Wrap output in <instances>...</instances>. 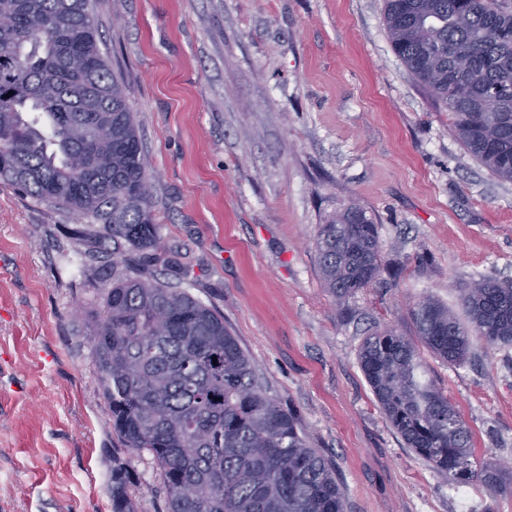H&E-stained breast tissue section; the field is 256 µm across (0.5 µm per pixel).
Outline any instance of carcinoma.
Masks as SVG:
<instances>
[{
	"label": "carcinoma",
	"mask_w": 512,
	"mask_h": 512,
	"mask_svg": "<svg viewBox=\"0 0 512 512\" xmlns=\"http://www.w3.org/2000/svg\"><path fill=\"white\" fill-rule=\"evenodd\" d=\"M0 179L79 223L106 226L125 271L96 289L88 339L112 434L160 469L167 512H345L336 469L311 447L296 417L269 395L224 316L129 250L157 254L151 174L122 82L99 48L92 0H0ZM394 53L448 110L466 151L512 181V13L492 0H385ZM324 286L340 302L380 268L376 226L349 207L320 225ZM469 325L432 297L411 310L417 339L392 330L358 353L373 395L404 445L457 483L506 491L497 470L477 466L466 423L428 376L419 346L450 364L471 336L512 346V283L487 277L462 290ZM133 475L112 465V512H137Z\"/></svg>",
	"instance_id": "1"
}]
</instances>
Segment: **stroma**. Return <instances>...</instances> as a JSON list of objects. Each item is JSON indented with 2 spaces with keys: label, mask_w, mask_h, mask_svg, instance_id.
Instances as JSON below:
<instances>
[{
  "label": "stroma",
  "mask_w": 512,
  "mask_h": 512,
  "mask_svg": "<svg viewBox=\"0 0 512 512\" xmlns=\"http://www.w3.org/2000/svg\"><path fill=\"white\" fill-rule=\"evenodd\" d=\"M156 178L152 210L193 296L220 311L269 391L334 464L346 512H512V492L458 486L406 448L358 361L366 336H414L421 297L512 281V181L473 159L447 110L393 52L385 0H94ZM375 224L376 279L324 287L320 225ZM69 213L0 181V512H112L113 461L138 512H166L148 452L112 433L79 307L87 272ZM471 432L477 465L512 480V347L424 353Z\"/></svg>",
  "instance_id": "1"
}]
</instances>
